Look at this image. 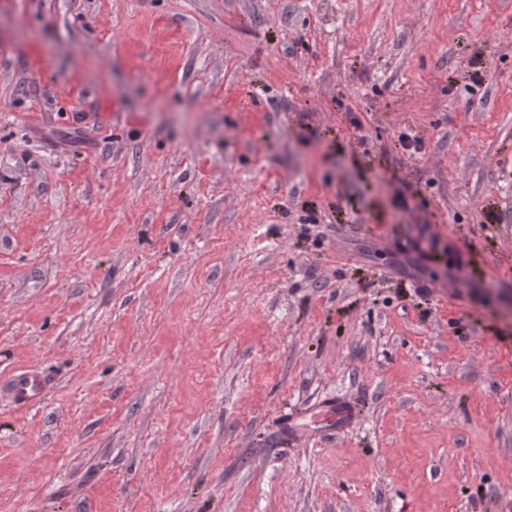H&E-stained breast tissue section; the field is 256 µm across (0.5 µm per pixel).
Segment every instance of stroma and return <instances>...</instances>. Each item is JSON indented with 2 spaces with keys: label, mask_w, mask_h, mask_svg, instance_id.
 <instances>
[{
  "label": "stroma",
  "mask_w": 512,
  "mask_h": 512,
  "mask_svg": "<svg viewBox=\"0 0 512 512\" xmlns=\"http://www.w3.org/2000/svg\"><path fill=\"white\" fill-rule=\"evenodd\" d=\"M29 370L0 512H512V0H0ZM46 388L45 378L39 374L24 373L12 378L7 386L10 396L22 404L39 402ZM320 413L325 418L336 421L338 427H346L355 419L353 407L343 400L322 404Z\"/></svg>",
  "instance_id": "stroma-1"
}]
</instances>
